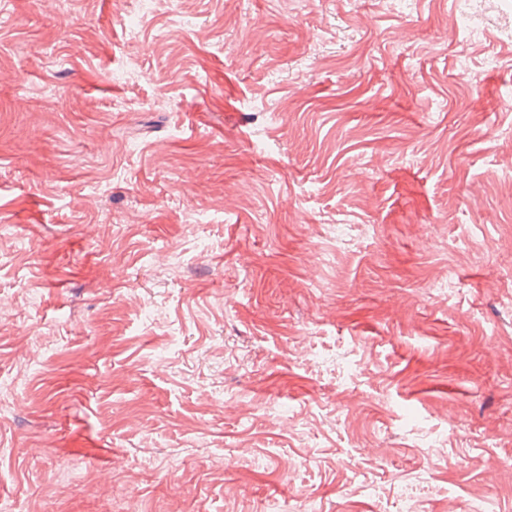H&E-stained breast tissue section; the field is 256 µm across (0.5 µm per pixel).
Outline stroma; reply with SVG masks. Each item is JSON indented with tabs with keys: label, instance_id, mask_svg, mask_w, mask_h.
<instances>
[{
	"label": "stroma",
	"instance_id": "stroma-1",
	"mask_svg": "<svg viewBox=\"0 0 512 512\" xmlns=\"http://www.w3.org/2000/svg\"><path fill=\"white\" fill-rule=\"evenodd\" d=\"M490 181L512 0H0V502L512 512Z\"/></svg>",
	"mask_w": 512,
	"mask_h": 512
}]
</instances>
